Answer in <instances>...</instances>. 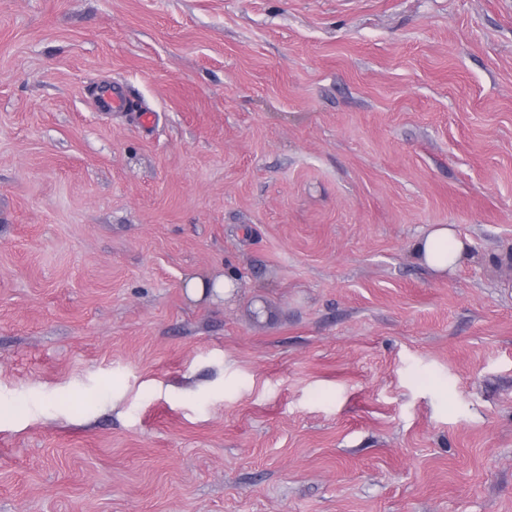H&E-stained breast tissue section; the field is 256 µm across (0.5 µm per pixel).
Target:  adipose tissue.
Segmentation results:
<instances>
[{"label":"adipose tissue","instance_id":"obj_1","mask_svg":"<svg viewBox=\"0 0 512 512\" xmlns=\"http://www.w3.org/2000/svg\"><path fill=\"white\" fill-rule=\"evenodd\" d=\"M412 249L423 266L442 275L466 259L469 246L458 237L452 225L434 224L414 239Z\"/></svg>","mask_w":512,"mask_h":512}]
</instances>
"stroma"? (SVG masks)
Masks as SVG:
<instances>
[{"instance_id":"stroma-1","label":"stroma","mask_w":512,"mask_h":512,"mask_svg":"<svg viewBox=\"0 0 512 512\" xmlns=\"http://www.w3.org/2000/svg\"><path fill=\"white\" fill-rule=\"evenodd\" d=\"M511 247L512 0H0V512H512ZM418 261L440 275L452 272L467 258L468 243L457 236L452 225L434 224L411 245ZM209 282L212 283L211 292L214 295L230 297L239 284L236 279L224 276V279H217L209 281L202 277L194 276L191 277L187 283L186 288L188 294L193 298H199L208 292Z\"/></svg>"}]
</instances>
